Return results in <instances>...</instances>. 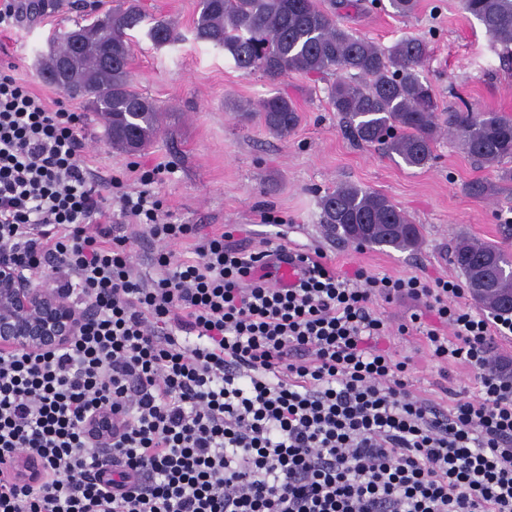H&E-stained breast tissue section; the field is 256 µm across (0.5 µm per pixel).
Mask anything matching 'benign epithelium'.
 <instances>
[{
  "mask_svg": "<svg viewBox=\"0 0 512 512\" xmlns=\"http://www.w3.org/2000/svg\"><path fill=\"white\" fill-rule=\"evenodd\" d=\"M85 319L57 293L49 269L0 257V350L49 355L77 336ZM90 429L97 441H112L111 414L96 416Z\"/></svg>",
  "mask_w": 512,
  "mask_h": 512,
  "instance_id": "benign-epithelium-1",
  "label": "benign epithelium"
}]
</instances>
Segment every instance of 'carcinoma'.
<instances>
[{
	"mask_svg": "<svg viewBox=\"0 0 512 512\" xmlns=\"http://www.w3.org/2000/svg\"><path fill=\"white\" fill-rule=\"evenodd\" d=\"M463 10L482 26L512 61V0H461ZM392 13L413 14L418 0H388ZM149 26L148 37L157 45L180 38L172 23L151 18L136 3L114 8L86 25L85 43L75 51L65 31L54 40L55 49L42 58L41 69L52 71L56 60L70 57L73 82L87 84L97 101L112 146L127 152L128 136L144 150L159 132L160 112L133 83L131 44L127 32ZM192 34L195 40L224 50L245 75L260 73L273 84L292 73L320 79L333 78L327 91L329 108L359 145H378L409 167L425 168L434 158V143L442 130L456 133L467 153L496 178L476 179L465 185L468 194L491 198L500 184L512 181V117L468 108L446 114L427 79L421 75L429 45L425 38L405 35L389 47L358 36L336 21V13L322 9L317 0H198ZM112 47V59L106 58ZM237 111L258 120L272 135L286 138L300 122L299 109L288 96L274 93ZM320 223L342 240L349 239V224H373L370 243L397 250L415 247L421 225L401 211L386 195L353 183H343L320 198ZM452 263L467 281L480 276L495 280L512 254L494 243L465 236L455 239Z\"/></svg>",
	"mask_w": 512,
	"mask_h": 512,
	"instance_id": "carcinoma-1",
	"label": "carcinoma"
}]
</instances>
